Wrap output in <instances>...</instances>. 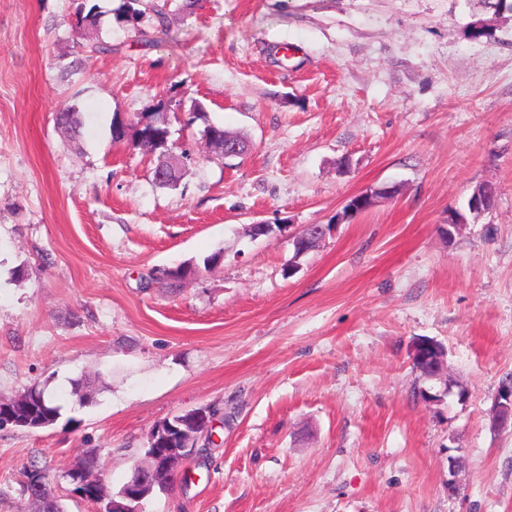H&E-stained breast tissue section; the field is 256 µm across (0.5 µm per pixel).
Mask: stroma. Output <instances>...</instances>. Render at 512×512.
<instances>
[{"instance_id": "stroma-1", "label": "stroma", "mask_w": 512, "mask_h": 512, "mask_svg": "<svg viewBox=\"0 0 512 512\" xmlns=\"http://www.w3.org/2000/svg\"><path fill=\"white\" fill-rule=\"evenodd\" d=\"M78 2L0 0V398L38 385L61 405L51 427L0 429V512H38L25 467L84 448L116 492L149 431L201 406L211 444L145 512H512V425L491 426L512 373V11L473 39L478 0H199L143 39L121 0H92L112 47L94 54ZM169 95L192 154L174 189L135 139ZM211 123L248 152L213 158ZM482 183L495 206L468 214ZM392 184L295 254L303 226ZM261 220L277 230L252 238ZM421 337L446 350L438 402ZM99 7L94 4L88 10L85 5H80L74 12L73 30L75 33L83 36L87 30L97 29L100 24L102 17L104 16ZM393 192L392 187L384 186L349 197L344 205V215L346 216L341 214V221L348 220L353 216L370 209L376 197L390 196ZM341 221L339 223H341Z\"/></svg>"}]
</instances>
